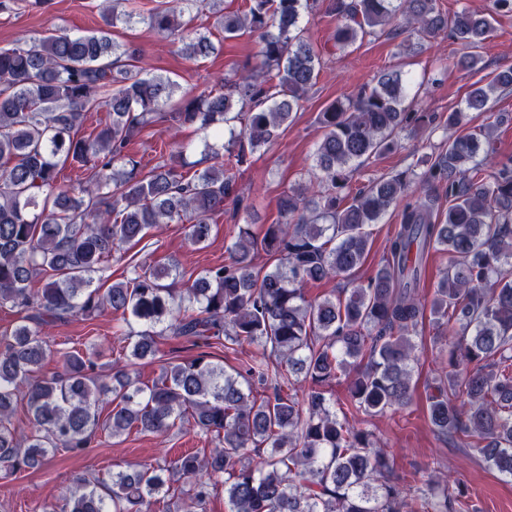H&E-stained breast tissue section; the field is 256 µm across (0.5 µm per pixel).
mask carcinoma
Segmentation results:
<instances>
[{"instance_id": "carcinoma-1", "label": "carcinoma", "mask_w": 512, "mask_h": 512, "mask_svg": "<svg viewBox=\"0 0 512 512\" xmlns=\"http://www.w3.org/2000/svg\"><path fill=\"white\" fill-rule=\"evenodd\" d=\"M436 2L328 0L336 50L400 19L470 49L491 32L492 15L464 9L448 17ZM205 5L213 11L217 0H169L147 11L138 0H102L95 33L59 31L0 49V306L20 314L0 334V463L14 473L46 464L59 448H88L100 430L164 436L191 419L214 448L130 466L110 484L81 477L63 505L48 501L42 512H154L166 496L176 512H206L220 486L229 512H472L445 473L400 483L388 452L357 426L361 414L411 403L415 338L428 311L448 323L450 367L427 398L431 426L448 438L478 437L484 463L512 478V157L497 154L486 127L422 156L418 171L353 189L359 167L426 123L427 113L407 103L412 80L402 71L381 73L319 113L323 136L308 180L283 193L279 223L259 234L239 227L227 262L181 286L176 267L144 259L107 289L94 285L112 253L161 224L187 223L192 244H204L214 213L243 206L235 170L278 136L319 79L321 57L301 26L310 0H246L245 10L217 23L226 39L257 35L260 62L172 105L178 83L134 65L139 50L114 42L111 29L138 17L177 39L187 58L204 59L213 42L183 36L182 18ZM511 88L509 67L474 89L446 125L466 126L468 112ZM98 105L109 121L93 137L79 135ZM163 117L203 131L204 158L214 164L188 174L199 162L182 146L143 172L128 145ZM69 161L86 171L78 196L58 182ZM436 188L448 196L442 221ZM411 192L417 197L402 206L384 261L357 281L367 227ZM432 250L448 254V267L423 300ZM260 253L270 264L255 265ZM39 276L45 284L35 291ZM331 277L342 280L337 294L306 298L310 282ZM105 308L127 326L123 364L104 368L93 348L66 355L60 372L39 374L51 354L47 329ZM167 335L257 353L229 371L202 354L162 367L144 385L137 366L157 357L155 338ZM341 379L348 398L338 408L326 388ZM256 384L272 393L256 396ZM109 393L112 410L102 419L98 405ZM20 404L26 431L12 423Z\"/></svg>"}]
</instances>
